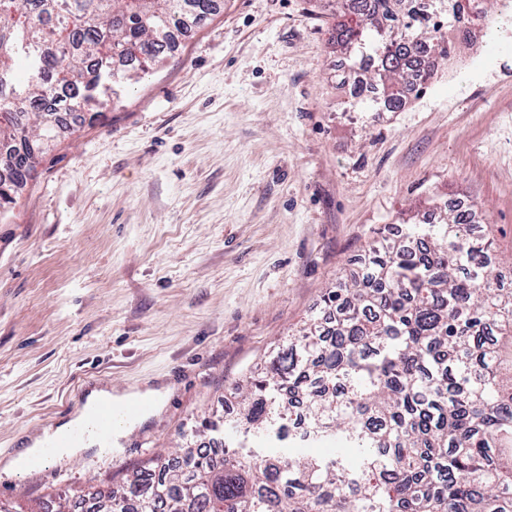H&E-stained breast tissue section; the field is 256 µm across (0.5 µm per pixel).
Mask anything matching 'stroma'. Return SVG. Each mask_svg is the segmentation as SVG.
Wrapping results in <instances>:
<instances>
[{"label": "stroma", "instance_id": "35a3bbf8", "mask_svg": "<svg viewBox=\"0 0 512 512\" xmlns=\"http://www.w3.org/2000/svg\"><path fill=\"white\" fill-rule=\"evenodd\" d=\"M337 0H222L95 125L60 129L0 220V460L75 395L165 387L109 452L0 475L37 512L121 484L234 416L365 243L472 207L512 281V0L393 112L351 104Z\"/></svg>", "mask_w": 512, "mask_h": 512}]
</instances>
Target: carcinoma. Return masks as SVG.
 <instances>
[{
	"instance_id": "carcinoma-1",
	"label": "carcinoma",
	"mask_w": 512,
	"mask_h": 512,
	"mask_svg": "<svg viewBox=\"0 0 512 512\" xmlns=\"http://www.w3.org/2000/svg\"><path fill=\"white\" fill-rule=\"evenodd\" d=\"M419 0H367L341 12L334 39L346 58L378 57L384 104L354 80L368 112H392L400 86L421 88L405 50L447 59L444 25L476 37L480 0L446 12ZM0 0V210L14 203L54 138L55 116L80 112L138 82L176 34L215 15L218 0ZM474 234L472 214L444 208L367 243L362 273L324 295V312L288 337L266 370L226 394L221 458L177 448L89 512H512V288ZM300 395L316 442L356 451L314 455L287 436ZM288 456L246 448L241 436Z\"/></svg>"
}]
</instances>
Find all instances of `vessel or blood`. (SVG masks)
Listing matches in <instances>:
<instances>
[{
	"label": "vessel or blood",
	"mask_w": 512,
	"mask_h": 512,
	"mask_svg": "<svg viewBox=\"0 0 512 512\" xmlns=\"http://www.w3.org/2000/svg\"><path fill=\"white\" fill-rule=\"evenodd\" d=\"M153 403V398L142 392L130 393L128 399L119 405L102 403L90 409L86 408L83 399H75L73 409L85 410V418L74 422L65 436L49 440L39 453L27 460V469L32 472L41 470L57 455L59 449L74 447L79 441L91 435L103 446H110L115 426L135 420L149 412Z\"/></svg>",
	"instance_id": "b4317fda"
}]
</instances>
